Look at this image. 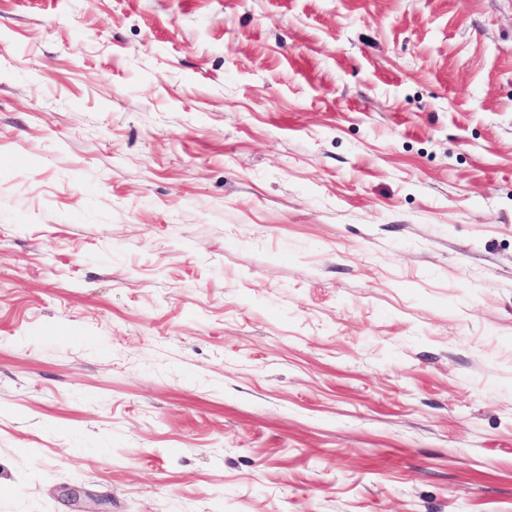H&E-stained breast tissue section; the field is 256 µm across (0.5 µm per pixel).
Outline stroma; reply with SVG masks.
I'll use <instances>...</instances> for the list:
<instances>
[{"mask_svg": "<svg viewBox=\"0 0 512 512\" xmlns=\"http://www.w3.org/2000/svg\"><path fill=\"white\" fill-rule=\"evenodd\" d=\"M95 495L512 512V0H0V512Z\"/></svg>", "mask_w": 512, "mask_h": 512, "instance_id": "35a3bbf8", "label": "stroma"}]
</instances>
